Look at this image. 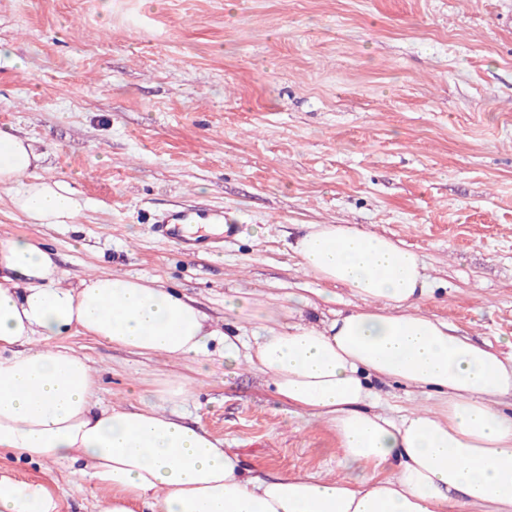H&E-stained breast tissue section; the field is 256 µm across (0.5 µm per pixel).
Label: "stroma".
<instances>
[{
  "mask_svg": "<svg viewBox=\"0 0 512 512\" xmlns=\"http://www.w3.org/2000/svg\"><path fill=\"white\" fill-rule=\"evenodd\" d=\"M0 45L26 65L0 72V126L85 202L76 223L29 224L1 201L0 236L41 240L67 284L157 278L219 329L225 297L243 296L252 344L268 312L310 300L330 320L358 305L292 249L301 225L354 224L422 256L421 313L496 349L512 339V0H0ZM194 209L237 234L187 251L155 233ZM66 343L102 405L177 411L256 474H354L333 431L267 376H225L222 344L203 373ZM172 380L186 399H162ZM0 474L45 482L60 512H98L100 490L68 466L1 453Z\"/></svg>",
  "mask_w": 512,
  "mask_h": 512,
  "instance_id": "35a3bbf8",
  "label": "stroma"
}]
</instances>
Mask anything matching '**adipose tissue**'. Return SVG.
<instances>
[{
	"label": "adipose tissue",
	"instance_id": "adipose-tissue-1",
	"mask_svg": "<svg viewBox=\"0 0 512 512\" xmlns=\"http://www.w3.org/2000/svg\"><path fill=\"white\" fill-rule=\"evenodd\" d=\"M32 144L0 127V195L30 224H69L83 209L65 181L39 174ZM302 268L360 304L328 323L279 313L241 350L196 302L155 280L113 272L65 285L52 253L0 239V450L16 460L78 464L105 491L100 512H512V351L479 346L424 315L426 265L414 251L352 224H308ZM81 334L141 354L204 364L215 337L224 365L269 377L302 415L331 426L356 478L245 475L204 428L144 402L101 406ZM441 396L435 410L388 413L371 380ZM0 512H60L39 480L0 475Z\"/></svg>",
	"mask_w": 512,
	"mask_h": 512
}]
</instances>
